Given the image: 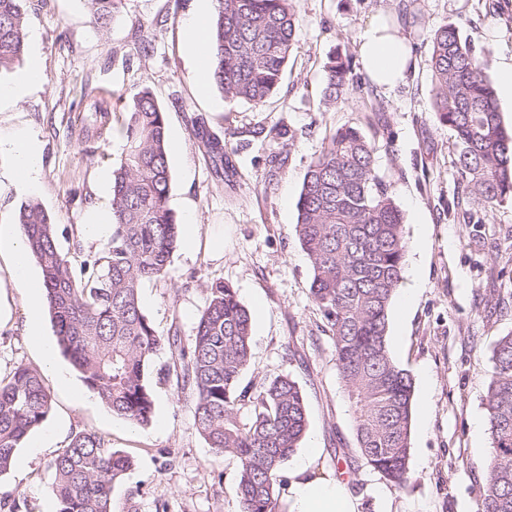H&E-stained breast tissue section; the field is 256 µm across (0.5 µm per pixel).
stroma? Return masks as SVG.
<instances>
[{
    "label": "stroma",
    "mask_w": 512,
    "mask_h": 512,
    "mask_svg": "<svg viewBox=\"0 0 512 512\" xmlns=\"http://www.w3.org/2000/svg\"><path fill=\"white\" fill-rule=\"evenodd\" d=\"M198 0H125L107 36L94 29L77 0H30L26 47L0 85L18 83L31 63L41 85L0 104V136L25 131L41 145L38 186L9 180L15 165L0 151V221H16L34 200L48 213L64 251H93L77 224L89 208L112 202V168L125 152L121 114L150 89L167 116L177 220L193 212L200 239L220 235L212 256L177 248L169 277L146 283L142 307L159 334L178 327L190 340L216 279L237 291L252 321L253 357L242 384L292 377L307 402L306 434L286 462L280 487L283 512L299 462L307 474L338 481L354 512H475L476 483L492 440L477 429L488 418L486 393L496 340L512 332V200L484 207L472 198L453 164V136L430 108V38L440 25L458 28L488 61L497 80L512 62V0H296L299 37L277 91L264 107L225 100L217 87L200 92L186 51L183 23ZM384 14L403 31L414 66L391 91L352 84L336 106L322 88L331 56L358 63L369 19ZM107 108L106 126L93 107ZM227 138L235 173L217 178L192 130L194 118ZM358 124L371 134L380 176L404 217L408 241L403 280L388 320L393 359L412 376L411 486L398 491L369 468L350 474L356 453L352 406L344 392L325 322L309 293L311 265L295 232L296 203L307 167L335 128ZM282 130V137L271 134ZM13 324L0 329V377L20 365L41 370L52 396L48 426L59 432L46 448H19L0 476V500L17 512H57L50 491L52 459L73 429L86 428L130 456L135 466L113 495V512H240L235 458L215 452L193 425V397L178 392L166 372L167 353L154 357L150 382L155 424L130 428L93 395L75 401L84 383L65 366L68 385L42 370L24 334L25 305L13 293Z\"/></svg>",
    "instance_id": "35a3bbf8"
}]
</instances>
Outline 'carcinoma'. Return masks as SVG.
Listing matches in <instances>:
<instances>
[{
    "label": "carcinoma",
    "mask_w": 512,
    "mask_h": 512,
    "mask_svg": "<svg viewBox=\"0 0 512 512\" xmlns=\"http://www.w3.org/2000/svg\"><path fill=\"white\" fill-rule=\"evenodd\" d=\"M25 0H0V70L25 49ZM211 78L229 101L262 106L278 89L298 36L294 0H214ZM97 32L123 0H83ZM430 106L454 137L466 189L487 207L512 199V133L501 124L485 62L456 27L431 37ZM351 60L326 66L323 101L344 94ZM126 152L113 171L112 235L74 266L57 244L42 206L19 208L18 224L38 263L60 352L87 389L116 416L145 426L154 417L150 366L169 355L177 387L191 391L194 427L210 447L237 459L241 512H281V471L307 428V405L295 380L280 375L240 384L252 359L251 319L232 285L206 287V302L184 343L178 330L160 335L144 313L141 288L165 282L181 234L168 207L172 178L166 115L143 90L125 112ZM205 153L224 168L227 141L196 132ZM295 231L311 264L310 295L329 328L336 364L354 411L358 461L387 484L411 481L414 383L390 355L387 327L407 252L403 213L376 169L371 139L357 125L325 138L305 173ZM486 402L492 450L479 483L476 512H512V332L492 350ZM250 408L242 420L240 410ZM52 397L37 370L0 379V475L21 444L49 417ZM133 461L96 433L77 429L52 462L57 512H112L115 485Z\"/></svg>",
    "instance_id": "cac0c4a2"
}]
</instances>
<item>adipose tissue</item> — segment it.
<instances>
[{
	"label": "adipose tissue",
	"instance_id": "ef3b65f1",
	"mask_svg": "<svg viewBox=\"0 0 512 512\" xmlns=\"http://www.w3.org/2000/svg\"><path fill=\"white\" fill-rule=\"evenodd\" d=\"M185 47L193 59L199 81H206L209 72V30L205 10H198L184 26ZM360 60L378 88L394 89L403 79L413 58L398 26L389 25L382 16L373 17L359 45ZM9 147L16 163L12 172L15 182L31 187L38 180L40 146L22 133L11 136ZM0 268L7 277L0 279V326L11 318L8 289L21 292L26 298V332L42 364L55 369L52 347L42 337L41 313L45 291L40 277L31 270V254L27 240L16 224L0 223ZM295 512H353L349 498L335 482L307 477L305 468H298L292 485Z\"/></svg>",
	"mask_w": 512,
	"mask_h": 512
}]
</instances>
